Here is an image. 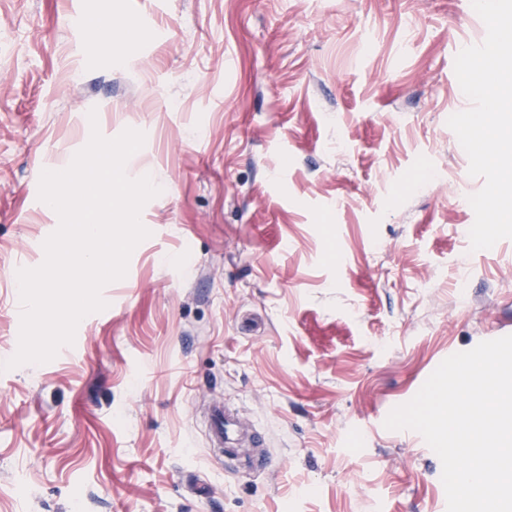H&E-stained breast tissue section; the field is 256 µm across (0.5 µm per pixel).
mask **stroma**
<instances>
[{
    "label": "stroma",
    "mask_w": 512,
    "mask_h": 512,
    "mask_svg": "<svg viewBox=\"0 0 512 512\" xmlns=\"http://www.w3.org/2000/svg\"><path fill=\"white\" fill-rule=\"evenodd\" d=\"M96 14L134 62L85 54ZM485 36L471 0H0V362L59 224L42 171L134 128L161 187L106 309L0 371V512H447L384 421L512 335V239L471 250L447 125ZM219 405L262 445L214 447Z\"/></svg>",
    "instance_id": "1"
}]
</instances>
